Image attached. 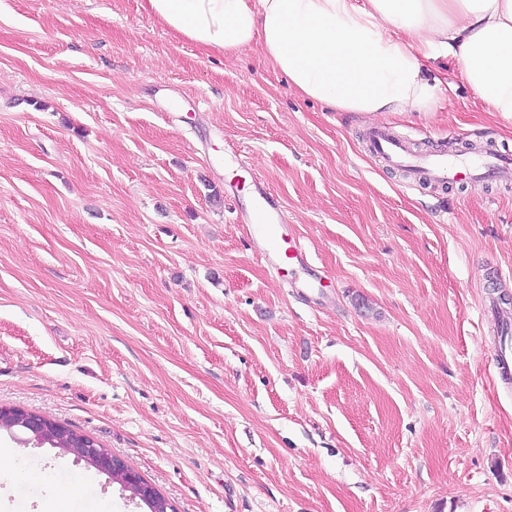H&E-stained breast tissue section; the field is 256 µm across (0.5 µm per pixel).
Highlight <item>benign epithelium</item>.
<instances>
[{
	"mask_svg": "<svg viewBox=\"0 0 512 512\" xmlns=\"http://www.w3.org/2000/svg\"><path fill=\"white\" fill-rule=\"evenodd\" d=\"M18 418L19 425L27 434L23 442L42 445L48 441L47 422L50 417L23 410ZM61 452L92 465L96 470L107 475L112 482L120 485L122 490L130 492L132 499L147 504L154 502L156 488L144 480L134 467L115 457L107 449L98 447L97 443L88 436L84 435L69 441L61 448Z\"/></svg>",
	"mask_w": 512,
	"mask_h": 512,
	"instance_id": "1",
	"label": "benign epithelium"
}]
</instances>
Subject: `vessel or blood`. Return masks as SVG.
Segmentation results:
<instances>
[{
    "mask_svg": "<svg viewBox=\"0 0 512 512\" xmlns=\"http://www.w3.org/2000/svg\"><path fill=\"white\" fill-rule=\"evenodd\" d=\"M369 139L374 155L387 164L409 168L421 184L450 185L461 181L474 183L486 178H512V154L492 146L462 154L442 150L423 153L413 150L383 127L372 128ZM249 219L248 232L266 242L265 248L257 251V259L272 268L288 260L307 265L305 252L297 244L284 239L281 211L263 186H256L254 190Z\"/></svg>",
    "mask_w": 512,
    "mask_h": 512,
    "instance_id": "vessel-or-blood-1",
    "label": "vessel or blood"
}]
</instances>
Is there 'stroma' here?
<instances>
[{"mask_svg": "<svg viewBox=\"0 0 512 512\" xmlns=\"http://www.w3.org/2000/svg\"><path fill=\"white\" fill-rule=\"evenodd\" d=\"M145 0H0V406L54 417L175 512H512V182L420 185L366 148L487 143L463 79L435 112H334L259 49L207 53ZM321 276L299 294L240 224L254 182ZM41 475L143 512L28 446Z\"/></svg>", "mask_w": 512, "mask_h": 512, "instance_id": "1", "label": "stroma"}]
</instances>
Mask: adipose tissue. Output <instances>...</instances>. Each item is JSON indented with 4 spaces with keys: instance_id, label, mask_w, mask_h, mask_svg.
Returning a JSON list of instances; mask_svg holds the SVG:
<instances>
[{
    "instance_id": "adipose-tissue-1",
    "label": "adipose tissue",
    "mask_w": 512,
    "mask_h": 512,
    "mask_svg": "<svg viewBox=\"0 0 512 512\" xmlns=\"http://www.w3.org/2000/svg\"><path fill=\"white\" fill-rule=\"evenodd\" d=\"M177 38L224 55L255 44L298 96L338 112H433L425 61L455 60L512 120V0H146Z\"/></svg>"
}]
</instances>
